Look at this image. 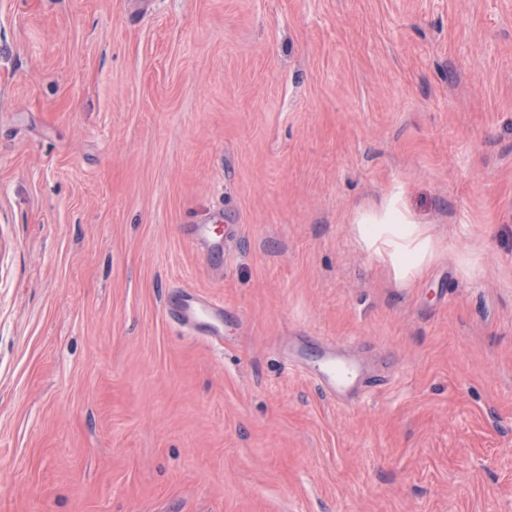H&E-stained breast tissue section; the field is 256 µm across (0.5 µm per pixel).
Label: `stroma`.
I'll return each instance as SVG.
<instances>
[{
	"mask_svg": "<svg viewBox=\"0 0 512 512\" xmlns=\"http://www.w3.org/2000/svg\"><path fill=\"white\" fill-rule=\"evenodd\" d=\"M0 512H512V0H0ZM382 225H393L396 235L401 240H410L414 236L413 226L408 224L401 213L393 208L385 210L372 224L361 226L362 234L367 241L379 239L377 229ZM388 243L394 247V264L399 271L404 272L416 267L425 256V247L422 244L410 248L409 246L403 247L391 240H388ZM204 312L214 318H221L224 314L217 302L197 291L185 289L182 291L177 307L171 310L169 314L175 323L195 330L197 316ZM319 386L322 393L337 403H342V392L352 377L348 364L328 359L322 365L304 370Z\"/></svg>",
	"mask_w": 512,
	"mask_h": 512,
	"instance_id": "1",
	"label": "stroma"
}]
</instances>
